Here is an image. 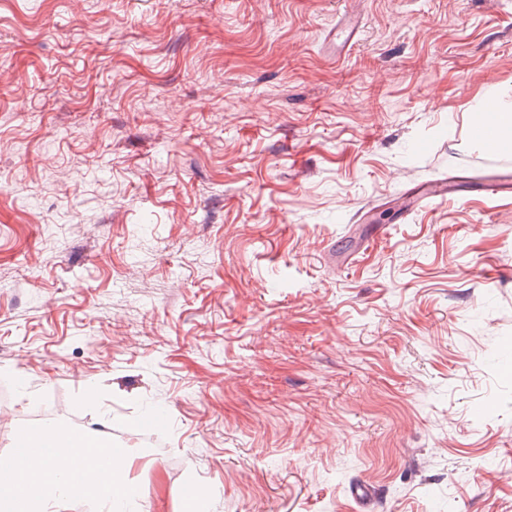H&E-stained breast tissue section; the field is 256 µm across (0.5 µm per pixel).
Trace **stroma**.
Here are the masks:
<instances>
[{
    "instance_id": "obj_1",
    "label": "stroma",
    "mask_w": 512,
    "mask_h": 512,
    "mask_svg": "<svg viewBox=\"0 0 512 512\" xmlns=\"http://www.w3.org/2000/svg\"><path fill=\"white\" fill-rule=\"evenodd\" d=\"M503 101L512 0H0V456L61 412L147 512H512ZM485 113H478L477 118L475 119L471 133L473 136V127L474 125L480 120ZM493 117L494 123L500 125L501 127V133L498 140L487 143L483 140H490L495 137L496 132L493 130H487V129H476L475 130V139H477L480 143L489 146L491 148H498V147H507L511 148L512 146V103H501L499 106L495 108V112L490 113ZM479 138V139H478Z\"/></svg>"
}]
</instances>
